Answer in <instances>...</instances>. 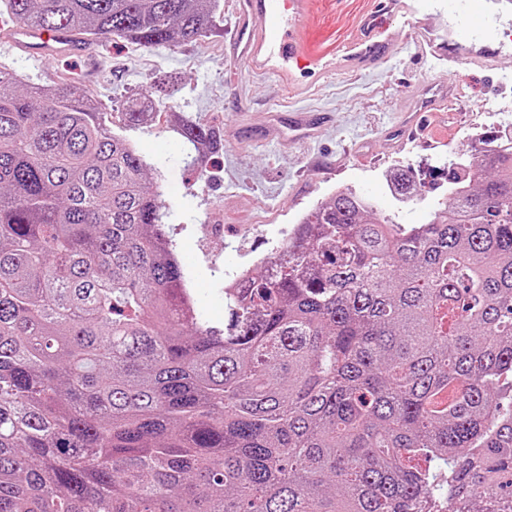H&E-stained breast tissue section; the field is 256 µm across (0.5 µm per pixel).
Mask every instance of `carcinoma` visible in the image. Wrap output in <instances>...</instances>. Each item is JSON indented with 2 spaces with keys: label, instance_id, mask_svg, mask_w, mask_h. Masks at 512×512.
I'll use <instances>...</instances> for the list:
<instances>
[{
  "label": "carcinoma",
  "instance_id": "obj_1",
  "mask_svg": "<svg viewBox=\"0 0 512 512\" xmlns=\"http://www.w3.org/2000/svg\"><path fill=\"white\" fill-rule=\"evenodd\" d=\"M0 4L87 40L219 30L220 0ZM146 169L72 81L0 68V512H512V151L448 164L426 224L336 191L222 329Z\"/></svg>",
  "mask_w": 512,
  "mask_h": 512
}]
</instances>
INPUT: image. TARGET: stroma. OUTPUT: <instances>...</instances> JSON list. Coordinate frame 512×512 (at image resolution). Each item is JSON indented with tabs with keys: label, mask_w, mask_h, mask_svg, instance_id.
Masks as SVG:
<instances>
[{
	"label": "stroma",
	"mask_w": 512,
	"mask_h": 512,
	"mask_svg": "<svg viewBox=\"0 0 512 512\" xmlns=\"http://www.w3.org/2000/svg\"><path fill=\"white\" fill-rule=\"evenodd\" d=\"M222 32L173 47H144L99 38L91 49L105 59L97 78L85 86L111 112L114 130L127 137L148 164L166 206V224L176 229L180 261L194 291L198 311L224 320V284L238 270L274 253L305 213L338 189L351 188L377 199L381 216L400 224L427 223L448 187L449 156L479 153V138L496 132L495 111L512 106V56L499 74L484 78L460 71L467 99L450 102L428 144L391 137L394 120L409 109L410 90L440 79L445 61H420L405 45L406 29L396 24L391 60L367 75L335 74L317 82L306 98L293 99L272 81L253 80L237 88L236 64L224 49V29L233 27L232 0H221ZM369 0H318L311 33L325 50L338 48L367 9ZM21 81L49 83L51 76L77 77L78 56L48 62L0 41V67ZM148 94L158 113L137 128L125 125L123 103L132 93ZM309 109L328 113L318 138L288 148H261L234 138V120L246 113L262 124L268 113ZM200 123L221 139L219 149L189 165L187 148L167 113ZM409 171L418 192L397 203L385 177Z\"/></svg>",
	"instance_id": "35a3bbf8"
}]
</instances>
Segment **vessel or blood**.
I'll return each mask as SVG.
<instances>
[{
	"label": "vessel or blood",
	"instance_id": "vessel-or-blood-1",
	"mask_svg": "<svg viewBox=\"0 0 512 512\" xmlns=\"http://www.w3.org/2000/svg\"><path fill=\"white\" fill-rule=\"evenodd\" d=\"M316 0H234L239 17L231 37L230 51L250 73L272 78L292 95L305 93L310 78L346 72L366 74L385 66L390 44L388 31L394 21L407 28V43L424 56L445 50L447 79L425 84L414 94V107L395 129L415 137L425 113L444 107L450 99L458 69L474 73L496 71L501 59L512 54V0H447L448 15L439 27L418 16L415 0H374L348 34L339 51L326 53L313 47L309 29ZM34 38L46 48L65 51L82 48L73 35L62 30L32 31L17 25L6 36L16 47ZM326 120L325 113L297 111L273 114L260 128L242 127L241 135L253 145L279 148L313 138Z\"/></svg>",
	"mask_w": 512,
	"mask_h": 512
}]
</instances>
